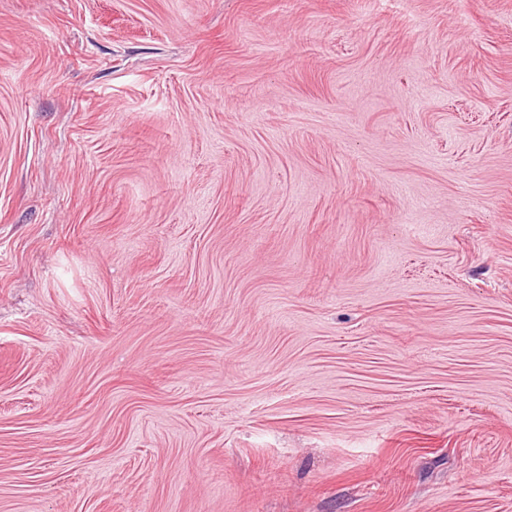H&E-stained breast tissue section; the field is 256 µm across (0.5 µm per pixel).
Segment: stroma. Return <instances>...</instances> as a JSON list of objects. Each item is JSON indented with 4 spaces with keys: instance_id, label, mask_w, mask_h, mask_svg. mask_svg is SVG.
<instances>
[{
    "instance_id": "35a3bbf8",
    "label": "stroma",
    "mask_w": 512,
    "mask_h": 512,
    "mask_svg": "<svg viewBox=\"0 0 512 512\" xmlns=\"http://www.w3.org/2000/svg\"><path fill=\"white\" fill-rule=\"evenodd\" d=\"M0 512H512V0H0Z\"/></svg>"
}]
</instances>
